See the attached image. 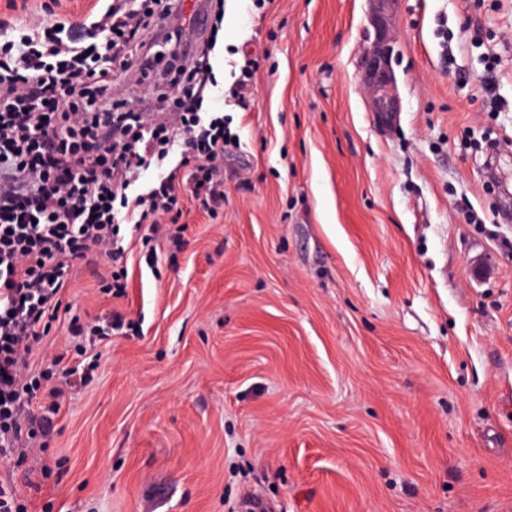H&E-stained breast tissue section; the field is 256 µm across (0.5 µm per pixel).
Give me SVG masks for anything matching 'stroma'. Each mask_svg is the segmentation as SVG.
<instances>
[{
    "instance_id": "obj_1",
    "label": "stroma",
    "mask_w": 512,
    "mask_h": 512,
    "mask_svg": "<svg viewBox=\"0 0 512 512\" xmlns=\"http://www.w3.org/2000/svg\"><path fill=\"white\" fill-rule=\"evenodd\" d=\"M107 0H0L92 22ZM367 0H224L205 93L229 115L224 210L134 240L124 296L79 266L29 362L65 385L43 448L0 465L27 512H512V0H401V112L360 82ZM250 95L225 105L245 60ZM138 327L80 353L70 314Z\"/></svg>"
}]
</instances>
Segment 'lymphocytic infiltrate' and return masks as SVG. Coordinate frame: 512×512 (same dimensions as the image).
Here are the masks:
<instances>
[{
    "label": "lymphocytic infiltrate",
    "instance_id": "1",
    "mask_svg": "<svg viewBox=\"0 0 512 512\" xmlns=\"http://www.w3.org/2000/svg\"><path fill=\"white\" fill-rule=\"evenodd\" d=\"M179 14L178 0H111L87 26L0 21L1 458L31 447L34 401L58 409L60 358L35 373L29 356L75 267L111 262L102 281L122 296L121 225L177 246L185 199L210 215L224 207L236 136L202 110L214 43L188 46Z\"/></svg>",
    "mask_w": 512,
    "mask_h": 512
}]
</instances>
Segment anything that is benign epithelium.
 <instances>
[{"label": "benign epithelium", "mask_w": 512, "mask_h": 512, "mask_svg": "<svg viewBox=\"0 0 512 512\" xmlns=\"http://www.w3.org/2000/svg\"><path fill=\"white\" fill-rule=\"evenodd\" d=\"M400 0H368L372 29L361 61V81L376 123L389 129L401 111L397 77L393 67L395 28L393 19Z\"/></svg>", "instance_id": "7a95c632"}]
</instances>
